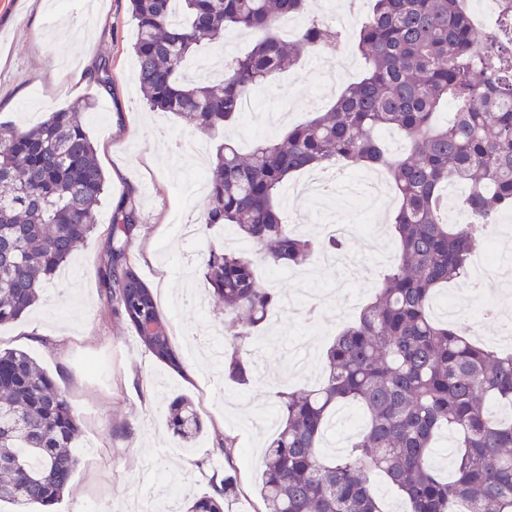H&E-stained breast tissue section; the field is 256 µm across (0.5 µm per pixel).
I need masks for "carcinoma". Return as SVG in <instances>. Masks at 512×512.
<instances>
[{
    "label": "carcinoma",
    "mask_w": 512,
    "mask_h": 512,
    "mask_svg": "<svg viewBox=\"0 0 512 512\" xmlns=\"http://www.w3.org/2000/svg\"><path fill=\"white\" fill-rule=\"evenodd\" d=\"M136 78L146 104L215 132L236 123L246 99L269 76L294 67L306 48L343 34L311 17L289 42L279 34L306 0H130ZM239 29L261 34L244 55L224 59L220 79L187 74L197 49ZM367 69L326 112L260 138L247 154L224 138L207 183L202 219L221 224L273 265L301 266L316 249H344L293 232L279 203L288 177L343 160L385 172L399 197L392 227L398 258L371 303L323 353L321 383L278 393V428L260 464L265 512H383L371 474L399 491L405 512H512V353L486 349L456 322L436 321L439 290L466 274L481 229L512 211V46L502 30L478 32L463 0H374L354 42ZM93 80L112 92L105 63ZM453 104L445 124L437 114ZM90 103L56 111L31 128L0 125V325L37 303L44 283L97 227L107 181L81 115ZM410 142L391 156L378 132ZM465 184L461 208L475 224L448 223L440 188ZM132 201L112 211L101 258L103 312L123 316L159 363L181 370L156 296L126 255L137 230ZM205 277L234 319L224 327L233 352L224 372L250 382L241 348L280 306L249 252L212 249ZM151 322L159 332L144 334ZM346 403L366 413L363 431L333 459L321 441ZM168 426L186 443L205 430L192 398L171 403ZM456 437L453 477L431 463L436 434ZM80 432L65 395L27 352L0 349V503L34 509L70 488ZM227 467L214 495L185 499L177 512H224L239 492L235 438L218 441ZM23 467L15 466L16 460Z\"/></svg>",
    "instance_id": "cac0c4a2"
}]
</instances>
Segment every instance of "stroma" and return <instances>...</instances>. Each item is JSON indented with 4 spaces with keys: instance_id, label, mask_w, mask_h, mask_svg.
Returning <instances> with one entry per match:
<instances>
[{
    "instance_id": "1",
    "label": "stroma",
    "mask_w": 512,
    "mask_h": 512,
    "mask_svg": "<svg viewBox=\"0 0 512 512\" xmlns=\"http://www.w3.org/2000/svg\"><path fill=\"white\" fill-rule=\"evenodd\" d=\"M86 10V0H0V124L28 127L73 103L94 102L83 120L108 180L95 209L96 232L45 285L28 314L0 326V346L31 354L81 424L71 486L45 512H88L94 499L102 512H136L146 501H162L172 492L186 497L212 493L213 478L224 475V458L216 451V440L224 435L236 440L240 484L224 510L262 512L258 464L277 429V392L308 387L321 378L323 351L343 323L357 315L345 308V296L357 288L362 303H369L385 267L372 264L363 279L351 282L336 269L312 263L271 270L257 262L259 276L281 296L331 293L332 308L313 322L302 312L281 309L264 340L251 343L256 371L245 386L225 377L221 360L189 353L195 333L207 325L223 330L230 318L220 306L204 315L188 301L187 279L202 281L203 273L198 268L184 272L185 256L205 257L226 230L201 224L203 197L192 188L193 173L156 135L175 141L200 134L187 120L145 105L131 54L136 26L128 0H105L91 25L85 22ZM317 56L306 50L295 70L272 75L254 91V117L239 119L227 137L239 151L265 134L282 135L335 103L339 82L324 77ZM102 61L111 66L108 93L88 77ZM227 138L204 137L208 154ZM127 197L136 205L139 223L126 252L156 290L160 311L172 325V342L183 361L179 372L156 362L124 319L102 313L99 259L112 212ZM281 207L311 238L322 225L351 216L362 229L351 250L367 255L375 243L395 244L390 213L359 206L343 191L330 198H285ZM183 222L198 223V242L177 238L176 226ZM179 395L199 401L207 424L191 448L166 427L167 405Z\"/></svg>"
}]
</instances>
